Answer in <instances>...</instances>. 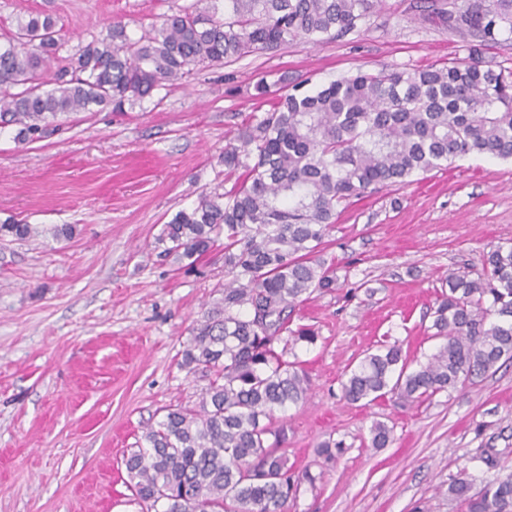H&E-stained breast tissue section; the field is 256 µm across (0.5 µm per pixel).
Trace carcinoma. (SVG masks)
<instances>
[{
	"instance_id": "carcinoma-1",
	"label": "carcinoma",
	"mask_w": 512,
	"mask_h": 512,
	"mask_svg": "<svg viewBox=\"0 0 512 512\" xmlns=\"http://www.w3.org/2000/svg\"><path fill=\"white\" fill-rule=\"evenodd\" d=\"M204 2L137 38L110 25L70 69L56 71L53 17L28 16L0 42V132L14 128L17 143L37 142L61 115L93 106L122 112L193 66L231 63L297 38L342 36L386 7V0ZM416 8L482 46L512 36V0H417ZM306 85L289 83L264 111L268 86L256 82V110L224 150L231 187L200 195L163 225L159 241L179 262L222 243L226 279L183 350V367L213 375L198 407L169 409L125 461L146 512H287L314 477L288 464L276 427L277 413L304 402L311 387L286 354L317 340L315 330L288 323L299 303L336 286L319 253L339 208L468 155L512 159V68L494 69L477 55L422 69L359 70L315 91ZM40 233L14 219L0 224V238ZM445 285L432 323L433 336L444 339L437 352L413 369L401 344L381 345L347 371V402L388 395L422 402L512 361V242L492 247L482 270L448 274ZM391 432L373 422L369 447H386ZM448 498L462 512H512V475L477 493L459 478Z\"/></svg>"
}]
</instances>
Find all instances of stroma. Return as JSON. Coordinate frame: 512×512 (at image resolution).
Returning a JSON list of instances; mask_svg holds the SVG:
<instances>
[{"label":"stroma","instance_id":"stroma-1","mask_svg":"<svg viewBox=\"0 0 512 512\" xmlns=\"http://www.w3.org/2000/svg\"><path fill=\"white\" fill-rule=\"evenodd\" d=\"M197 0H0V35L44 11L61 31V62L122 22L140 36ZM416 0H388L357 32L296 39L226 65L195 67L181 83L117 113L58 119L32 144L0 133V222L40 236L0 240V512H141L125 457L166 409L197 407L208 383L183 368L193 328L224 284V249L188 266L162 256L164 224L224 183V149L256 104L257 77L318 88L357 70L424 68L468 60L473 38L422 21ZM74 229L68 240L51 230ZM512 239V160L468 157L352 203L323 259L334 289L296 306L292 326L314 344L294 349L312 391L280 415L290 463L309 468L288 512H460L457 478L480 491L512 474V362L464 391L408 405L348 404L347 367L378 342L402 343L412 366L439 347L432 313L449 271L482 268ZM392 429L369 445L373 421ZM336 461L317 457L327 439ZM497 457L487 471L484 452ZM42 230L34 224H26L14 219H8L0 224V238L12 237L14 240H26L39 236Z\"/></svg>","mask_w":512,"mask_h":512}]
</instances>
